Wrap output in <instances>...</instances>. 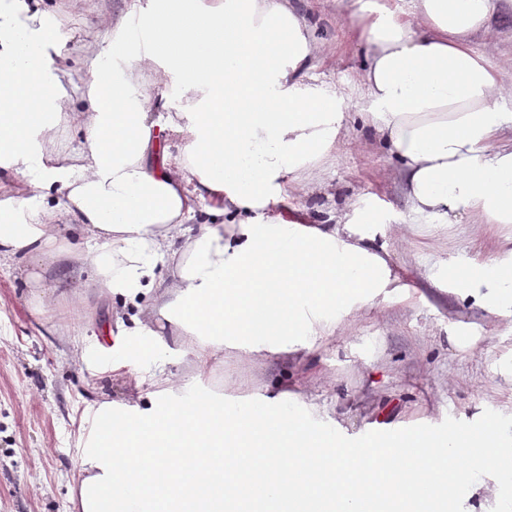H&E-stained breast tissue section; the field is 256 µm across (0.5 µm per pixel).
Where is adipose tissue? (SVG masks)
<instances>
[{
    "label": "adipose tissue",
    "instance_id": "adipose-tissue-1",
    "mask_svg": "<svg viewBox=\"0 0 512 512\" xmlns=\"http://www.w3.org/2000/svg\"><path fill=\"white\" fill-rule=\"evenodd\" d=\"M495 0H414L411 14L360 9L364 92L378 107L377 132L403 162L415 214L445 222L477 212L512 223V114L499 111L503 84L473 37L490 28ZM48 15L27 0H0V167L22 191L0 201V257H39L78 225L104 292L151 304L134 333L168 323L173 342H194L201 366L224 359V340L258 348L279 337L299 355L336 327L334 313L370 309L393 283L371 222L342 226L265 218L309 164L329 158L344 98L304 79L313 56L308 27L288 0H149L131 5L109 52L86 51V70L58 71ZM160 66L180 93L152 120L140 68ZM85 86L87 107L70 111L68 87ZM80 137L53 145L59 124ZM182 142L178 154L169 137ZM219 199L212 222L195 223L200 200ZM229 216V225L218 224ZM170 261V277L157 275ZM490 314L512 316V273L486 267L459 281ZM164 367L138 373L123 421L98 435L74 477L80 512H135L117 487L150 512H224L247 499L255 470L271 507L325 496L335 512L381 501L391 481L420 504L438 479L466 496L488 493L484 469L512 462V428L486 425L477 446L450 434H412L369 447L298 424L279 407L236 414L208 401H166ZM152 385L150 415L138 413ZM367 462L350 469L355 456Z\"/></svg>",
    "mask_w": 512,
    "mask_h": 512
}]
</instances>
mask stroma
Listing matches in <instances>:
<instances>
[{"instance_id":"obj_1","label":"stroma","mask_w":512,"mask_h":512,"mask_svg":"<svg viewBox=\"0 0 512 512\" xmlns=\"http://www.w3.org/2000/svg\"><path fill=\"white\" fill-rule=\"evenodd\" d=\"M127 0H41L62 46L54 62L81 67L87 46L112 45ZM312 25L310 83L345 100L331 162L307 168L269 213L297 224H342L355 210L376 216L396 287L369 311L338 316L330 336L305 357L253 353L225 344L224 360L199 370L194 356L166 336L105 335L113 310H137L97 285L83 237L61 227L71 256L0 259V512H78L71 478L95 438L96 410L124 402L133 373L157 363L176 393L204 394L230 409L246 398L273 404L288 391L299 419L339 422L352 438L427 431L449 421L479 427L512 417V388L494 364L512 357V318L490 315L462 298L449 269L512 258V224L462 214L453 223L415 214L400 162L381 141L376 108L364 95L366 43L355 37L359 0H293ZM510 94L512 0H497L492 27L472 40Z\"/></svg>"}]
</instances>
